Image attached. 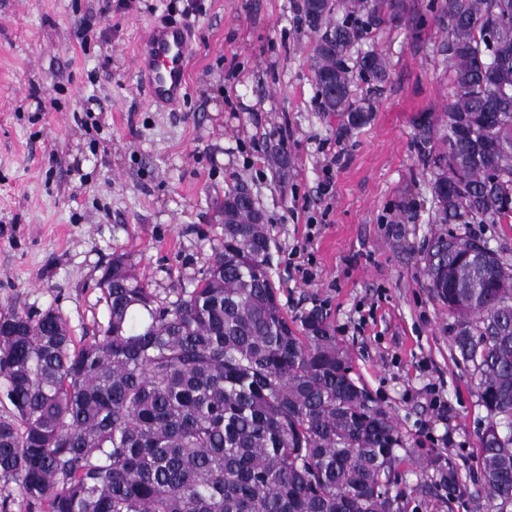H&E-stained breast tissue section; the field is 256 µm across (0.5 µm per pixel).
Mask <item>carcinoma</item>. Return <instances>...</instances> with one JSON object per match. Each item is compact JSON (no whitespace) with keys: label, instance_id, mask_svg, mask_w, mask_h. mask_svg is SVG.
I'll use <instances>...</instances> for the list:
<instances>
[{"label":"carcinoma","instance_id":"obj_1","mask_svg":"<svg viewBox=\"0 0 512 512\" xmlns=\"http://www.w3.org/2000/svg\"><path fill=\"white\" fill-rule=\"evenodd\" d=\"M450 95L416 122L435 224H512V0H437ZM409 0H302L318 110L369 120L358 84L388 78L363 43ZM196 286L162 298L114 254L98 287L107 322L74 343L59 313L0 315V481L32 512H402L407 442L351 376L327 313L290 319L269 274L268 219L242 184ZM470 230L428 242V287L487 412L479 483L512 507V264L468 256ZM450 499L451 464L437 470Z\"/></svg>","mask_w":512,"mask_h":512}]
</instances>
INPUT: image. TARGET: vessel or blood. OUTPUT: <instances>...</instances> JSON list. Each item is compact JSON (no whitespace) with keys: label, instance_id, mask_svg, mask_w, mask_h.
<instances>
[{"label":"vessel or blood","instance_id":"vessel-or-blood-1","mask_svg":"<svg viewBox=\"0 0 512 512\" xmlns=\"http://www.w3.org/2000/svg\"><path fill=\"white\" fill-rule=\"evenodd\" d=\"M190 34L176 23H156L142 36L134 67L151 103L159 110H175L187 86Z\"/></svg>","mask_w":512,"mask_h":512}]
</instances>
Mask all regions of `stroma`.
I'll list each match as a JSON object with an SVG mask.
<instances>
[{
    "mask_svg": "<svg viewBox=\"0 0 512 512\" xmlns=\"http://www.w3.org/2000/svg\"><path fill=\"white\" fill-rule=\"evenodd\" d=\"M430 2L410 0L378 36L390 78L363 86L371 118L341 134L314 101L301 0H133L109 19L103 0H0V312L52 308L74 338L92 335L107 321L97 282L116 252L172 297L222 242L225 191L246 184L269 218L281 304L326 310L353 377L407 442L406 512H486L487 413L425 274L440 227L414 120L449 94ZM83 17L94 28L84 44ZM168 19L191 30L188 79L177 111L160 112L133 55ZM111 20L118 30L99 37ZM447 462L463 489L451 501L430 485Z\"/></svg>",
    "mask_w": 512,
    "mask_h": 512,
    "instance_id": "stroma-1",
    "label": "stroma"
}]
</instances>
